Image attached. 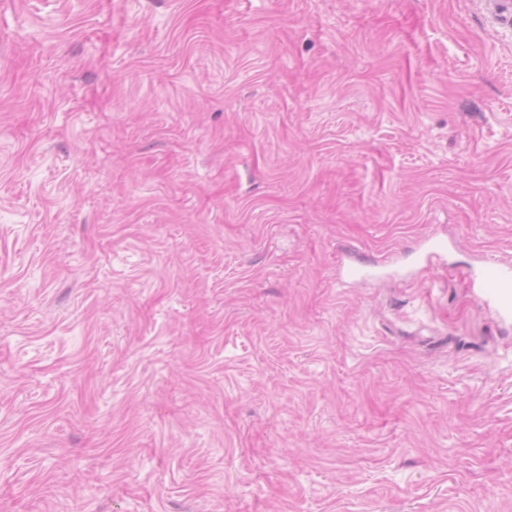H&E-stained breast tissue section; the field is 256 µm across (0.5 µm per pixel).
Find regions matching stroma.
Wrapping results in <instances>:
<instances>
[{
	"instance_id": "1",
	"label": "stroma",
	"mask_w": 512,
	"mask_h": 512,
	"mask_svg": "<svg viewBox=\"0 0 512 512\" xmlns=\"http://www.w3.org/2000/svg\"><path fill=\"white\" fill-rule=\"evenodd\" d=\"M488 258L512 0H0V512H512Z\"/></svg>"
}]
</instances>
